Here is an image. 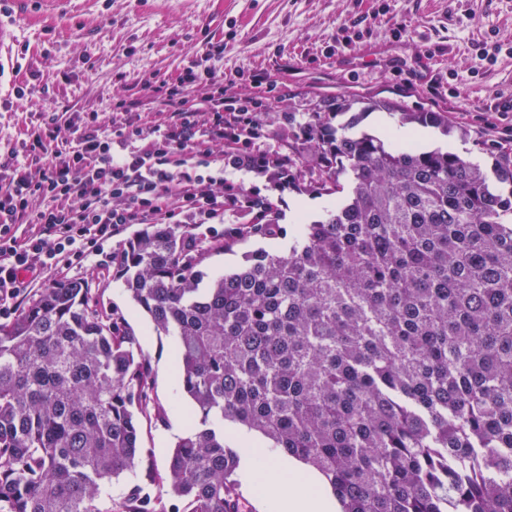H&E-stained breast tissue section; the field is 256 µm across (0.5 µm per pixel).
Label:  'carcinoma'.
<instances>
[{"mask_svg": "<svg viewBox=\"0 0 512 512\" xmlns=\"http://www.w3.org/2000/svg\"><path fill=\"white\" fill-rule=\"evenodd\" d=\"M309 141L325 162L310 187L336 204L288 253L206 281L189 224H148L121 251L194 403L166 471L175 502L150 471L103 495L143 456L138 415L164 410L133 337L71 280L0 323V512H242L235 426L319 472L339 512H512V147L486 168L391 147L355 116H317Z\"/></svg>", "mask_w": 512, "mask_h": 512, "instance_id": "carcinoma-1", "label": "carcinoma"}]
</instances>
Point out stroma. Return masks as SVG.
Segmentation results:
<instances>
[{
	"mask_svg": "<svg viewBox=\"0 0 512 512\" xmlns=\"http://www.w3.org/2000/svg\"><path fill=\"white\" fill-rule=\"evenodd\" d=\"M8 20L17 30L11 55L20 66L0 83V156L20 148L48 117L67 125L73 113L112 115L117 100L140 114L147 127L163 123L161 82H176L204 43L222 44L208 80L189 86L190 103L203 104L215 86L236 100L260 103L265 133L257 150L295 159L293 184L229 165L214 146L211 172L248 196L270 201L266 216L228 211L220 224L199 227L202 241L223 238L241 224L266 220L278 235L234 238L227 250L208 252L200 265L206 279L240 267L264 249L287 253L302 223L321 216L332 197L303 188L319 167L305 126L317 113L336 111L341 99L393 100L408 110L448 115L449 132L433 129L432 148L491 166L486 149L512 145V0H75L52 11L41 0H9ZM505 49L494 64L481 63L478 48ZM139 230L124 226L99 254L71 269L90 279L100 308L117 318L149 361L150 395L166 411L164 421H140L145 453L135 472L110 486L120 499L146 469L164 474L175 437L193 409L175 371L173 337L159 336L130 300L116 257Z\"/></svg>",
	"mask_w": 512,
	"mask_h": 512,
	"instance_id": "1",
	"label": "stroma"
}]
</instances>
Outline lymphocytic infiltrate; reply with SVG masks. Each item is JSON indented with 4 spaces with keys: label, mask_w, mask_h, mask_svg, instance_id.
Wrapping results in <instances>:
<instances>
[{
    "label": "lymphocytic infiltrate",
    "mask_w": 512,
    "mask_h": 512,
    "mask_svg": "<svg viewBox=\"0 0 512 512\" xmlns=\"http://www.w3.org/2000/svg\"><path fill=\"white\" fill-rule=\"evenodd\" d=\"M222 52L206 43L183 83L166 89L162 133L150 135L119 101L111 120L92 112L71 122L68 149H56L61 129L51 120L0 163V306L40 285L45 271L66 276L123 225L220 224L225 209H262L223 177L190 167L189 157H209L215 145L234 167L288 180L278 155L252 149L264 133L255 104L225 102L218 88L207 109L188 106L185 85Z\"/></svg>",
    "instance_id": "f902f5d3"
}]
</instances>
